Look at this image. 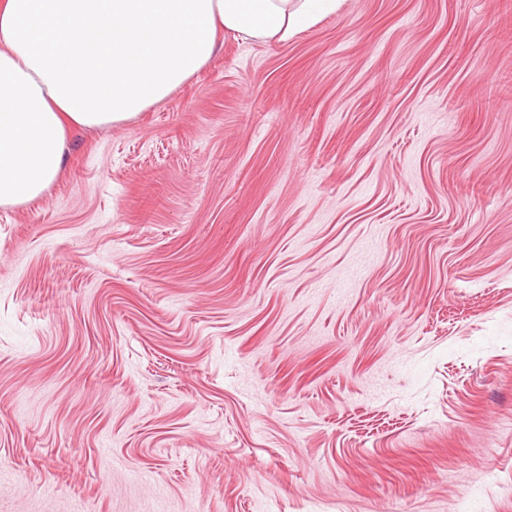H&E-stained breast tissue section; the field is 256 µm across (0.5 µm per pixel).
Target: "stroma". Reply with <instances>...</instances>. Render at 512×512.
Returning a JSON list of instances; mask_svg holds the SVG:
<instances>
[{
  "label": "stroma",
  "instance_id": "35a3bbf8",
  "mask_svg": "<svg viewBox=\"0 0 512 512\" xmlns=\"http://www.w3.org/2000/svg\"><path fill=\"white\" fill-rule=\"evenodd\" d=\"M0 512H512V0L225 35L0 209Z\"/></svg>",
  "mask_w": 512,
  "mask_h": 512
}]
</instances>
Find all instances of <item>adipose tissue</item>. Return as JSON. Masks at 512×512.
<instances>
[{"instance_id": "1", "label": "adipose tissue", "mask_w": 512, "mask_h": 512, "mask_svg": "<svg viewBox=\"0 0 512 512\" xmlns=\"http://www.w3.org/2000/svg\"><path fill=\"white\" fill-rule=\"evenodd\" d=\"M338 0H0V208L40 200L74 129L128 121L213 57L222 34L283 42Z\"/></svg>"}]
</instances>
